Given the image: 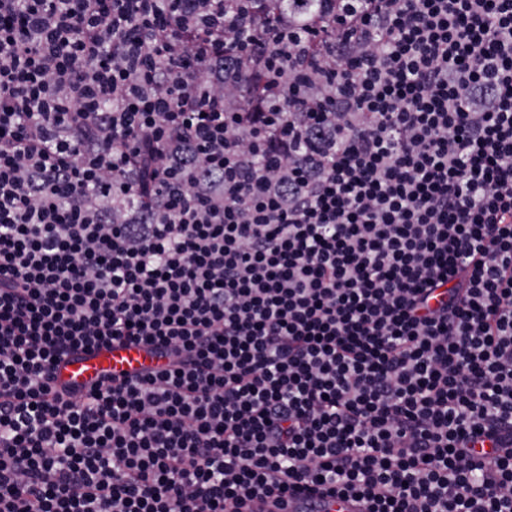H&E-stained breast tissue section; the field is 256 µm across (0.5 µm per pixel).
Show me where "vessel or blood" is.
<instances>
[{"instance_id":"obj_1","label":"vessel or blood","mask_w":512,"mask_h":512,"mask_svg":"<svg viewBox=\"0 0 512 512\" xmlns=\"http://www.w3.org/2000/svg\"><path fill=\"white\" fill-rule=\"evenodd\" d=\"M156 360L135 346H113L71 358L59 369L61 382L74 386H90L102 377H130L155 365Z\"/></svg>"}]
</instances>
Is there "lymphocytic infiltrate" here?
<instances>
[{
	"label": "lymphocytic infiltrate",
	"instance_id": "1",
	"mask_svg": "<svg viewBox=\"0 0 512 512\" xmlns=\"http://www.w3.org/2000/svg\"><path fill=\"white\" fill-rule=\"evenodd\" d=\"M298 491L512 512V0H0V512ZM157 363L140 347L113 346L71 358L58 374L63 383L87 387L104 376L130 377Z\"/></svg>",
	"mask_w": 512,
	"mask_h": 512
}]
</instances>
